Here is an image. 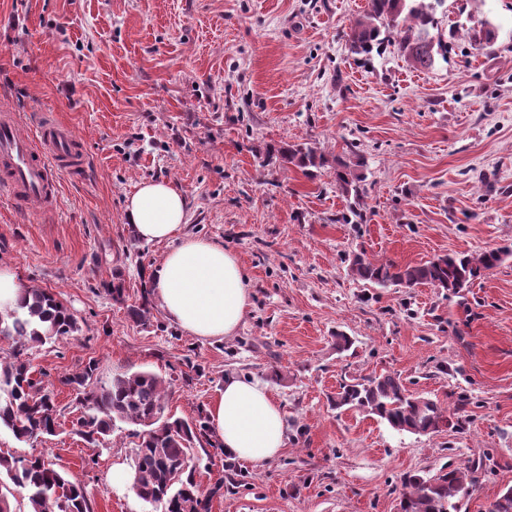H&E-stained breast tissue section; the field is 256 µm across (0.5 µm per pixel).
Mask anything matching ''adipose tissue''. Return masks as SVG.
Instances as JSON below:
<instances>
[{
	"label": "adipose tissue",
	"mask_w": 512,
	"mask_h": 512,
	"mask_svg": "<svg viewBox=\"0 0 512 512\" xmlns=\"http://www.w3.org/2000/svg\"><path fill=\"white\" fill-rule=\"evenodd\" d=\"M124 214L139 239L171 245L150 277L151 294L168 320L200 339L234 335L251 306L242 265L222 243L185 234L184 194L169 181H145L127 197ZM207 413L228 455L260 466L285 446L280 405L258 380L226 376Z\"/></svg>",
	"instance_id": "obj_1"
}]
</instances>
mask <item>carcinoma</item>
<instances>
[{
  "instance_id": "cac0c4a2",
  "label": "carcinoma",
  "mask_w": 512,
  "mask_h": 512,
  "mask_svg": "<svg viewBox=\"0 0 512 512\" xmlns=\"http://www.w3.org/2000/svg\"><path fill=\"white\" fill-rule=\"evenodd\" d=\"M446 0H368L367 8L357 16L346 32L352 54L363 60L381 55L394 47L407 62L421 70H430L438 61H448V49L459 38L460 27L448 33H432L438 28L436 14ZM498 37L489 22L481 23L469 34L474 49L489 51ZM350 145V156H338L333 166L336 187L345 196L362 200V166ZM301 168L311 176L324 167L327 159L312 147L291 144L266 149ZM506 248L485 249L477 254L448 253L422 264L397 265L356 254L350 260L348 274L359 281L385 287L412 288L429 285L457 294L481 272L498 266ZM116 302L124 301L122 272L112 274L105 285ZM129 318L143 327L153 325L148 289L141 303L128 308ZM79 331L78 320L68 307L47 288L30 286L13 310L0 313V338L11 342L0 356V427L9 429L20 441H35L56 433L60 409L54 396L38 387L28 350L38 344L56 342ZM98 369L90 361L79 371L63 377L62 382L77 391L80 411L75 418L77 433L90 445L109 436L118 424L135 427L132 490L142 501L161 504L164 512H210V503L224 495V484H216L209 493L200 490L191 465L195 444L209 439L207 417L188 423L166 415L168 386L159 375L147 372L117 373L101 385H92ZM355 407L385 420L393 429L413 434H431L449 424L447 411L431 399L411 393L400 376L381 373L340 385L336 407ZM6 477L25 492L30 512H91L85 488L63 477L54 463L42 455L14 458L0 455V478ZM469 473L460 468L423 478L409 476L403 494L406 512H458L454 504L466 486Z\"/></svg>"
}]
</instances>
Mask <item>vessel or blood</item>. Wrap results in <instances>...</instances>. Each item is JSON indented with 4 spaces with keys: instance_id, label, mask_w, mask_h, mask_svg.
<instances>
[{
    "instance_id": "obj_1",
    "label": "vessel or blood",
    "mask_w": 512,
    "mask_h": 512,
    "mask_svg": "<svg viewBox=\"0 0 512 512\" xmlns=\"http://www.w3.org/2000/svg\"><path fill=\"white\" fill-rule=\"evenodd\" d=\"M82 166L80 143L59 120L26 132L16 113L0 111V194L36 207L56 202L59 174Z\"/></svg>"
}]
</instances>
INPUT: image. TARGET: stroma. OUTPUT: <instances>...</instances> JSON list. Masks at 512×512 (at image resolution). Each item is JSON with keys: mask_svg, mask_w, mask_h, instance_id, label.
<instances>
[{"mask_svg": "<svg viewBox=\"0 0 512 512\" xmlns=\"http://www.w3.org/2000/svg\"><path fill=\"white\" fill-rule=\"evenodd\" d=\"M367 0H0V109L52 112L87 152L63 174L56 208L0 197V264L50 289L80 329L32 347L33 377L54 391L56 435L0 454L52 459L83 485L92 512H164L113 486L134 437L92 447L74 432L75 392L148 371L170 384L168 411L194 421L229 374L266 382L287 424L283 452L256 466L207 443L191 451L201 489L223 482L211 512H396L405 478L471 468L460 512H484L512 488V255L462 295L353 280L350 258L419 264L451 252L512 248V0H446L440 23L498 31L494 55L460 39L447 61L413 68L387 52L357 61L345 33ZM306 144L328 161L310 178L266 160L264 145ZM363 157L366 218L346 224L330 166ZM166 179L188 203L186 233L235 252L252 292L236 333L198 339L154 308L133 323L142 271L165 243L140 240L124 203ZM122 272L125 300L104 288ZM349 336L337 350L336 334ZM391 372L458 410L462 429L418 435L330 404L339 385Z\"/></svg>", "mask_w": 512, "mask_h": 512, "instance_id": "1", "label": "stroma"}]
</instances>
